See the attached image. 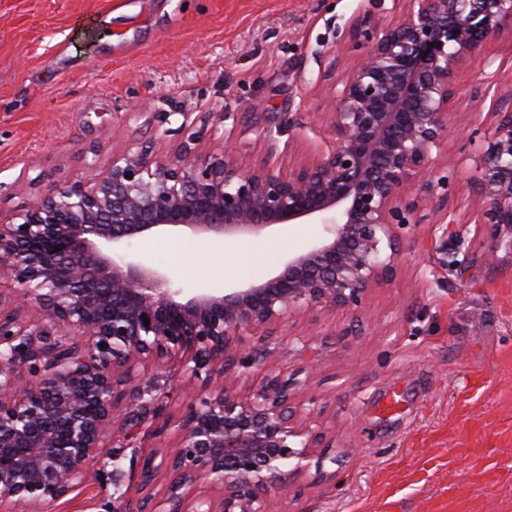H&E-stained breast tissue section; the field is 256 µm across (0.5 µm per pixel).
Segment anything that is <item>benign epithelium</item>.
<instances>
[{"label":"benign epithelium","mask_w":512,"mask_h":512,"mask_svg":"<svg viewBox=\"0 0 512 512\" xmlns=\"http://www.w3.org/2000/svg\"><path fill=\"white\" fill-rule=\"evenodd\" d=\"M392 17L352 18V44L331 92L329 140L284 172L276 147L258 162L192 140L167 160L148 149L112 156L90 182L50 188L0 217V512H47L87 478L112 444L136 439L150 403L139 370L179 365L187 405L155 431L168 453L135 449L140 497L112 512H282L289 482L336 452L294 421L288 382L245 392L237 337L290 314L355 310L393 277L406 232L429 223L442 253L464 223L448 206V128L457 75L486 69L487 45L512 34V0H392ZM493 131L473 154L480 223L512 252V81L497 84ZM317 220L324 236L265 281L200 291L172 286L129 250L167 227L238 242ZM149 324H144V321Z\"/></svg>","instance_id":"7a95c632"}]
</instances>
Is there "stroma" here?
Wrapping results in <instances>:
<instances>
[{
    "label": "stroma",
    "instance_id": "35a3bbf8",
    "mask_svg": "<svg viewBox=\"0 0 512 512\" xmlns=\"http://www.w3.org/2000/svg\"><path fill=\"white\" fill-rule=\"evenodd\" d=\"M391 0H0V215L29 207L50 186L90 181L113 153L141 147L176 159L181 143L218 152L228 133L261 158L266 143L328 138L335 109L327 80L336 32L354 15L385 14ZM479 70L458 76V129L451 158L490 136L492 94L472 98ZM483 172L463 163L448 200L469 219L462 266L448 270L424 231L409 236L394 277L361 308L293 315L275 336H244L245 351L267 347L270 363L239 369V388L265 375L295 385L298 409L321 408L336 451V475L312 471L291 482L284 512H512V254L475 224ZM319 224L272 227L237 244L175 232L131 245L173 285L213 290L238 282L237 268L267 244L305 248ZM194 240L196 270L172 257ZM496 261H489V253ZM249 264V263H248ZM316 370H308L309 360ZM171 367L136 383L160 426L184 402ZM95 464L52 512H111L139 474L130 448Z\"/></svg>",
    "mask_w": 512,
    "mask_h": 512
}]
</instances>
